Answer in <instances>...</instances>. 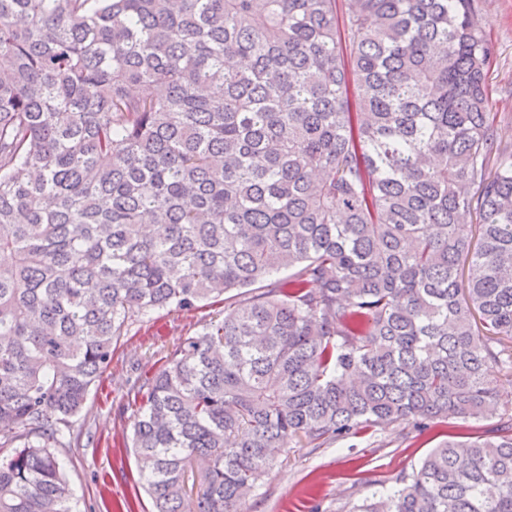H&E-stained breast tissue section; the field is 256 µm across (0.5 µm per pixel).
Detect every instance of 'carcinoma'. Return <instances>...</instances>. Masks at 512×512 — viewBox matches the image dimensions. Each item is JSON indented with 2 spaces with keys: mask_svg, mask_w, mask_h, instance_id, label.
<instances>
[{
  "mask_svg": "<svg viewBox=\"0 0 512 512\" xmlns=\"http://www.w3.org/2000/svg\"><path fill=\"white\" fill-rule=\"evenodd\" d=\"M493 65L475 0H0V512H79L58 449L118 339L209 300L131 389L154 512H242L302 438L495 416ZM351 512H512V432Z\"/></svg>",
  "mask_w": 512,
  "mask_h": 512,
  "instance_id": "cac0c4a2",
  "label": "carcinoma"
}]
</instances>
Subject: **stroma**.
Masks as SVG:
<instances>
[{
    "label": "stroma",
    "mask_w": 512,
    "mask_h": 512,
    "mask_svg": "<svg viewBox=\"0 0 512 512\" xmlns=\"http://www.w3.org/2000/svg\"><path fill=\"white\" fill-rule=\"evenodd\" d=\"M476 5L496 53L489 85L497 135L501 146L512 149V0H476ZM223 316V303L207 301L190 311L154 313L120 337L111 366L72 422L70 447L60 451L80 512H153L127 447L133 426L129 388L139 374L159 369L170 351ZM497 425L494 419L452 420L420 433L413 421L403 420L319 448L297 441L278 454L245 512H350L411 474L444 440L469 442Z\"/></svg>",
    "instance_id": "1"
}]
</instances>
